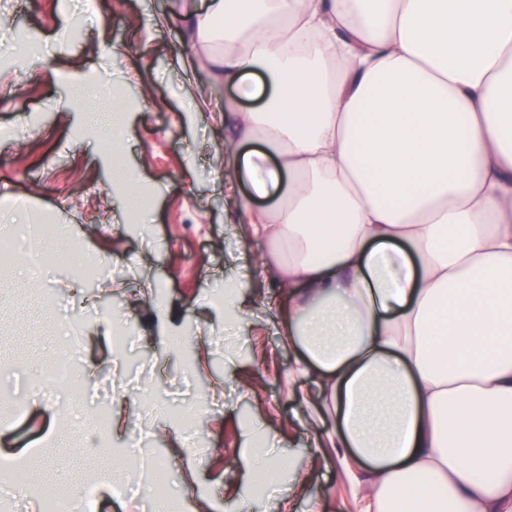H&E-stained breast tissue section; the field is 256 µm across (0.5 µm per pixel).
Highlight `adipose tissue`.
<instances>
[{"label":"adipose tissue","instance_id":"ef3b65f1","mask_svg":"<svg viewBox=\"0 0 512 512\" xmlns=\"http://www.w3.org/2000/svg\"><path fill=\"white\" fill-rule=\"evenodd\" d=\"M224 201L275 254L306 427L357 512H512V0H183ZM223 31L226 49L208 46ZM277 159L264 180L239 148ZM251 181L259 208L240 195ZM251 82L255 88V95L253 98L243 96L238 91L227 87H222V89L219 90V96L223 100L224 97L228 99H236L238 100L239 104L245 108H258L266 100L268 96V88L266 85L263 86L262 82L258 80H251Z\"/></svg>","mask_w":512,"mask_h":512}]
</instances>
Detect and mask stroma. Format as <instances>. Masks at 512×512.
<instances>
[{
	"instance_id": "obj_1",
	"label": "stroma",
	"mask_w": 512,
	"mask_h": 512,
	"mask_svg": "<svg viewBox=\"0 0 512 512\" xmlns=\"http://www.w3.org/2000/svg\"><path fill=\"white\" fill-rule=\"evenodd\" d=\"M81 2L0 0V50L18 30L43 47L0 67V200L20 202L0 209V235L15 238L22 224L61 226L59 247L94 256L103 273L77 294L65 261L38 282L17 257L0 260V452L26 454L28 468L47 475L25 493L27 512H40L46 496L77 498L98 472L97 454L75 453L87 433L100 435L133 485L146 483L159 457L176 503L231 512L256 486L242 463L248 426L270 437L275 479L259 497L264 512H347L334 453L312 444L288 384L297 353L281 334L285 298L254 274L248 324L224 323L218 295L260 248L224 209V128L191 107L207 75L181 70L178 20L153 23L176 0H101L79 38H60ZM110 84L121 95L102 109L125 132L118 156L77 102ZM119 164L136 172L135 186L113 182ZM134 198L147 209H134ZM111 316L133 324L131 341L97 338ZM77 334L74 380L58 400L78 410L64 418L37 403L13 419L12 403L27 399L57 346ZM119 401L128 419L116 440L101 417ZM192 405L188 426L181 411ZM183 444L195 460L190 472Z\"/></svg>"
}]
</instances>
